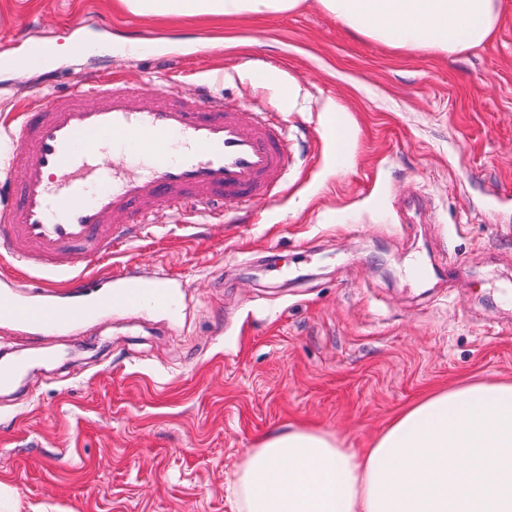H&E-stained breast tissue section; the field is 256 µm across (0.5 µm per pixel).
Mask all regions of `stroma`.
Here are the masks:
<instances>
[{
  "instance_id": "35a3bbf8",
  "label": "stroma",
  "mask_w": 512,
  "mask_h": 512,
  "mask_svg": "<svg viewBox=\"0 0 512 512\" xmlns=\"http://www.w3.org/2000/svg\"><path fill=\"white\" fill-rule=\"evenodd\" d=\"M462 56L400 52L347 33L318 0L268 19L162 22L119 0H0V53L34 42H153L139 57L0 70L6 131L86 76L152 104L202 83L243 113L276 112L288 182L275 199L194 226L166 203L150 234L94 264L78 293L44 291L31 259L0 258V303L94 301L71 330L0 321V481L45 512H238L234 482L266 434L300 424L367 448L406 405L471 378L512 380V0ZM265 60L268 85L251 70ZM350 123L336 163L332 111ZM420 264L422 274L410 269ZM131 265L171 308L99 305Z\"/></svg>"
}]
</instances>
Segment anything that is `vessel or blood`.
I'll return each instance as SVG.
<instances>
[{"label":"vessel or blood","mask_w":512,"mask_h":512,"mask_svg":"<svg viewBox=\"0 0 512 512\" xmlns=\"http://www.w3.org/2000/svg\"><path fill=\"white\" fill-rule=\"evenodd\" d=\"M16 121L15 154L24 175L16 207L0 216V256L19 269L38 257L47 288L83 287L85 274L65 271L61 256L80 248L100 260L111 257L146 234L159 202L181 216L201 208L216 217L225 204L244 208L272 197L288 174V142L274 113L254 112L245 120L226 111L223 98L205 92L185 99L167 88L145 108L112 81L89 78L50 108L20 113ZM144 134L176 140L184 151L177 158L153 151L142 172L128 175L88 146L96 138L117 148ZM62 169L69 173L64 181L55 177ZM119 278L124 287L108 304L169 305L168 293L137 280L132 267ZM86 313L78 303L14 302L0 308L1 317L43 334L67 329Z\"/></svg>","instance_id":"obj_1"}]
</instances>
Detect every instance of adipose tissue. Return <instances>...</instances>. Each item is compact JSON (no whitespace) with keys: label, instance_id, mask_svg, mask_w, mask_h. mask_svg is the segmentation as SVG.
Segmentation results:
<instances>
[{"label":"adipose tissue","instance_id":"obj_1","mask_svg":"<svg viewBox=\"0 0 512 512\" xmlns=\"http://www.w3.org/2000/svg\"><path fill=\"white\" fill-rule=\"evenodd\" d=\"M132 13L178 21L264 19L303 0H120ZM350 34L404 52L460 56L486 43L502 0H319ZM95 44L42 47L9 66L30 73ZM239 512H512V382L438 391L400 412L359 451L306 426L265 436L235 482Z\"/></svg>","mask_w":512,"mask_h":512}]
</instances>
